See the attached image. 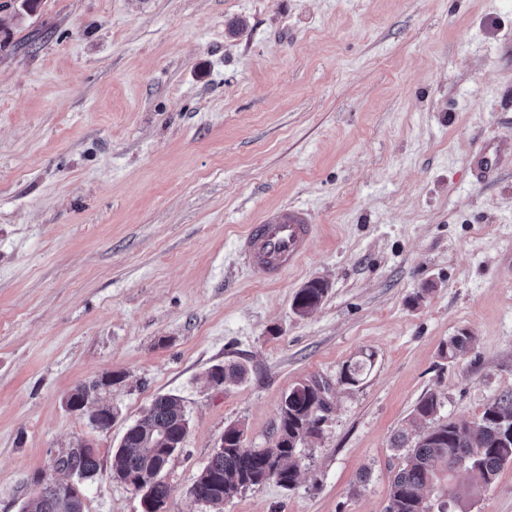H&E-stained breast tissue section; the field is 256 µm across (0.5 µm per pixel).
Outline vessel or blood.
I'll return each mask as SVG.
<instances>
[{
	"label": "vessel or blood",
	"mask_w": 512,
	"mask_h": 512,
	"mask_svg": "<svg viewBox=\"0 0 512 512\" xmlns=\"http://www.w3.org/2000/svg\"><path fill=\"white\" fill-rule=\"evenodd\" d=\"M508 153H512L508 142L485 146L477 156L476 167L490 169ZM313 230L308 212L294 207L282 209L266 215L261 223L249 225L237 248L251 264L276 279L306 255Z\"/></svg>",
	"instance_id": "1"
}]
</instances>
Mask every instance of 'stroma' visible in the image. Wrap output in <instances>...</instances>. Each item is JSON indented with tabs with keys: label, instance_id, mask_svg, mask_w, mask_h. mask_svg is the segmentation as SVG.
Segmentation results:
<instances>
[{
	"label": "stroma",
	"instance_id": "1",
	"mask_svg": "<svg viewBox=\"0 0 512 512\" xmlns=\"http://www.w3.org/2000/svg\"><path fill=\"white\" fill-rule=\"evenodd\" d=\"M20 3L0 0V512L81 441L84 512H142L112 456L166 393L190 419L167 510L208 512L190 489L225 428L269 446L308 380L329 405L295 485L224 512H384L422 397L460 422L512 392V159L471 168L512 138V0ZM290 206L313 241L270 281L236 240ZM224 363L244 379L213 386ZM114 372L111 428L67 408ZM507 153H512V144L510 142H500L495 146L487 145L476 158V168L478 170L491 169L496 166ZM327 293V285L320 279H311L296 293L293 309L300 316L308 315L316 309Z\"/></svg>",
	"mask_w": 512,
	"mask_h": 512
}]
</instances>
